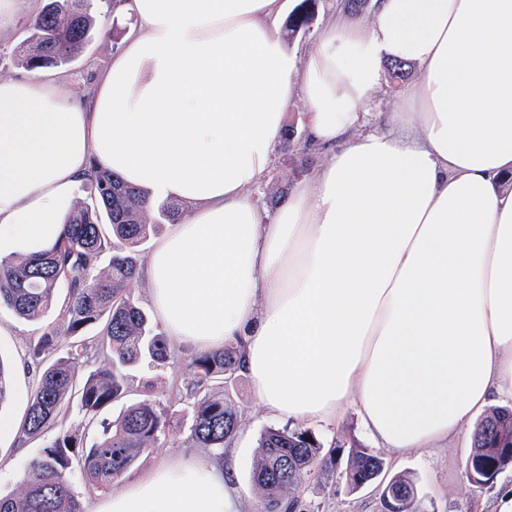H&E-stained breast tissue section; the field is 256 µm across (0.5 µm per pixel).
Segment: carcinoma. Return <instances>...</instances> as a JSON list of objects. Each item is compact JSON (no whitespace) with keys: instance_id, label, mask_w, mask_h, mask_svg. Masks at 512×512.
Segmentation results:
<instances>
[{"instance_id":"cac0c4a2","label":"carcinoma","mask_w":512,"mask_h":512,"mask_svg":"<svg viewBox=\"0 0 512 512\" xmlns=\"http://www.w3.org/2000/svg\"><path fill=\"white\" fill-rule=\"evenodd\" d=\"M316 0H301L288 20V31L310 29ZM94 28L90 0H44L29 20L22 62L29 70L71 64ZM89 195L75 203L61 236L47 251L0 260V304L27 321L45 318L65 289L58 316L30 346L39 368L36 386L20 424V434L38 439L56 434L42 453L23 468L21 490L0 496V512H83L71 485V469L101 487H110L169 427L167 413L147 397L123 410L112 422L98 421L103 408L123 398L129 370L147 361L165 363L171 351L127 287L137 277V247L153 225L143 222L154 203L147 194L107 170H92ZM112 251L108 269L98 270L101 255ZM100 327L96 341L83 333ZM240 347L199 352L191 359L195 381L184 400L191 404L190 435L200 448L224 459V447L239 424V410L228 386L239 377ZM93 364L82 379L77 366ZM12 395L11 373L0 362V407ZM81 414L83 432L63 428L73 411ZM472 466L468 481L478 487L494 484L483 470L500 476L512 468V406L489 408L471 434ZM259 459L251 475L265 501L266 512H298L302 502L289 490L304 487L314 472L338 473L350 493L381 483L409 495L399 512H416L418 487L412 476L387 474L385 460L370 448H349L324 440L311 428H267L259 437Z\"/></svg>"}]
</instances>
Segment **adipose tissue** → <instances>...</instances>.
Segmentation results:
<instances>
[{"label": "adipose tissue", "mask_w": 512, "mask_h": 512, "mask_svg": "<svg viewBox=\"0 0 512 512\" xmlns=\"http://www.w3.org/2000/svg\"><path fill=\"white\" fill-rule=\"evenodd\" d=\"M373 2L301 63L285 0H113L136 24L86 100L0 80V259L51 248L95 166L188 208L139 271L151 305L197 351L242 342L272 418L351 409L403 452L512 399V0ZM389 59L421 77L360 133ZM298 100L328 157L266 221L252 190ZM102 512H236L231 473L181 459Z\"/></svg>", "instance_id": "adipose-tissue-1"}]
</instances>
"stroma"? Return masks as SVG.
<instances>
[{
	"instance_id": "1",
	"label": "stroma",
	"mask_w": 512,
	"mask_h": 512,
	"mask_svg": "<svg viewBox=\"0 0 512 512\" xmlns=\"http://www.w3.org/2000/svg\"><path fill=\"white\" fill-rule=\"evenodd\" d=\"M93 10L99 26L93 29L88 44L73 63L63 67L66 77L64 91L79 94L92 83L95 75L110 61L112 55L122 47V41L132 21L128 18L113 17L109 0H94ZM26 15H18L12 25L0 32V79H21L29 71L21 65L20 58L28 37ZM403 85L391 80L374 90L367 101L368 112L365 131L386 129L388 115L396 111ZM286 124L292 125L296 135L289 146H276L274 160L265 180L254 188L258 202L278 194L281 188L295 189L310 179L324 162L327 153L313 145L308 137L307 108L303 102H295L288 110ZM39 321L18 318L11 309L0 306V359L12 371L13 396L0 407V418L17 419L23 416L27 404L24 395L30 394L36 383L37 371L19 374L18 367L27 363L28 351L42 333ZM172 356L161 366L140 365L131 372L132 382L127 395L121 401L104 408L101 420L112 421L123 407L152 395L159 402L170 421L165 437L155 448L141 455L128 469L126 478L103 488L82 478L72 477V490L80 501L84 512H99L105 501L124 492L127 477H135L147 469L173 457L193 456L212 461L208 449L198 448L189 435L188 413L180 399V393L195 380L190 364L193 348L171 343ZM230 392L238 403L241 421L234 438L226 445L224 456L235 466L238 490L237 512H264V503L251 482V473L258 456L260 434L274 424L253 395L248 378H238ZM46 438L26 439L20 434L0 435V494L9 495L19 491L20 477L25 463L41 454ZM471 451V430L463 428L441 448L430 451L396 453L381 449L390 473L413 474L418 489V512H478L479 508H490L497 486H512V471L499 478L497 486L477 488L465 477V463ZM300 497L305 512H381L380 495L376 486L370 485L359 492L350 493L336 479L314 474Z\"/></svg>"
}]
</instances>
